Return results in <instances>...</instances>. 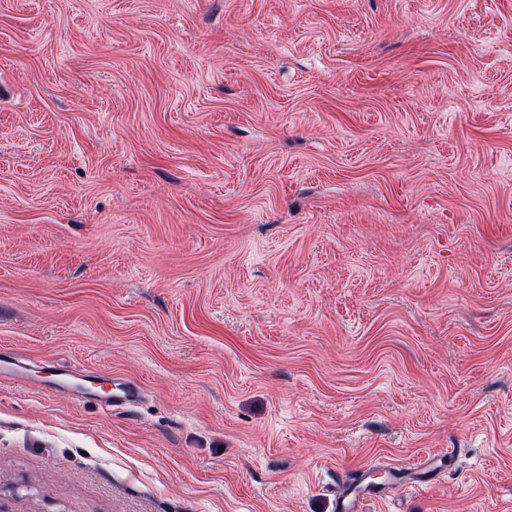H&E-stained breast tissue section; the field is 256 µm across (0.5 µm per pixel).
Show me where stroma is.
Instances as JSON below:
<instances>
[{"label":"stroma","instance_id":"35a3bbf8","mask_svg":"<svg viewBox=\"0 0 512 512\" xmlns=\"http://www.w3.org/2000/svg\"><path fill=\"white\" fill-rule=\"evenodd\" d=\"M2 350L0 512H512V0H0ZM374 493L367 487L357 490L351 486L344 487L336 496V512H357L359 503L364 499H373Z\"/></svg>","mask_w":512,"mask_h":512}]
</instances>
